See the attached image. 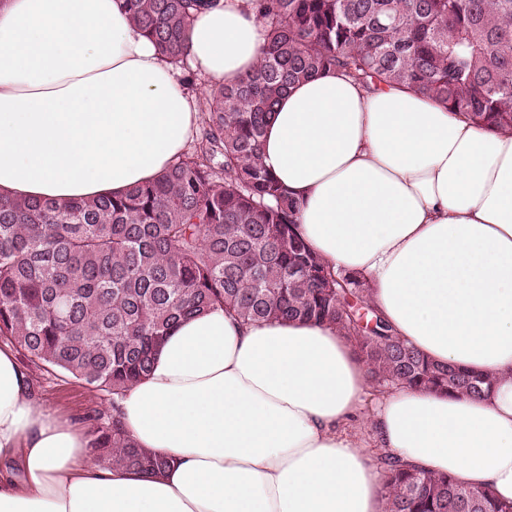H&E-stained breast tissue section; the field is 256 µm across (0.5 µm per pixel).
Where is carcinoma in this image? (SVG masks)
<instances>
[{
	"instance_id": "obj_1",
	"label": "carcinoma",
	"mask_w": 512,
	"mask_h": 512,
	"mask_svg": "<svg viewBox=\"0 0 512 512\" xmlns=\"http://www.w3.org/2000/svg\"><path fill=\"white\" fill-rule=\"evenodd\" d=\"M219 0H123L131 23L179 65L194 16ZM267 43L256 68L211 84L189 151L158 178L95 199L0 195V338L37 370L114 396L145 378L174 325L221 307L246 321L329 324L373 383L480 397L494 376L437 363L392 333L370 289L336 277L297 236L299 203L262 141L279 97L315 74L403 85L485 128L512 130V0H252ZM98 461L160 474L117 406L89 416ZM377 465L383 512H512L488 489Z\"/></svg>"
}]
</instances>
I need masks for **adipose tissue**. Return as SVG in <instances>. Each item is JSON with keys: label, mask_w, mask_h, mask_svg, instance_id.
<instances>
[{"label": "adipose tissue", "mask_w": 512, "mask_h": 512, "mask_svg": "<svg viewBox=\"0 0 512 512\" xmlns=\"http://www.w3.org/2000/svg\"><path fill=\"white\" fill-rule=\"evenodd\" d=\"M123 0H0V194L118 195L162 174L198 126L195 97ZM188 65L229 81L258 63L249 0L198 12ZM300 201L296 232L360 275L397 336L498 376L480 398L410 388L376 399L335 328L180 321L118 399L153 476L96 461L86 429L33 395L0 349V512H381L368 449L512 501V133L403 86L337 72L282 97L263 141Z\"/></svg>", "instance_id": "obj_1"}]
</instances>
